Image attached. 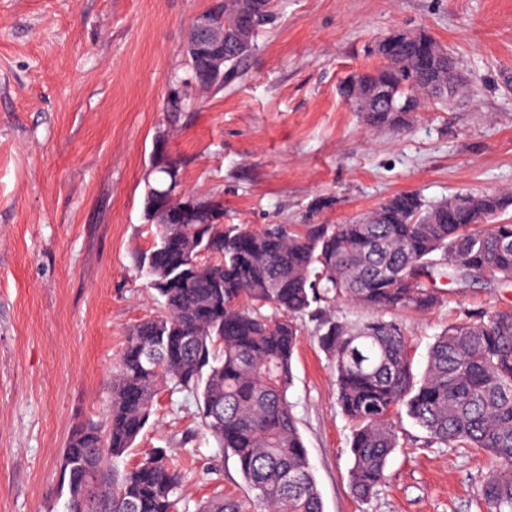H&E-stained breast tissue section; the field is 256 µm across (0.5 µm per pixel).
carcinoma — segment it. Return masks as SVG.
<instances>
[{"instance_id":"carcinoma-1","label":"carcinoma","mask_w":512,"mask_h":512,"mask_svg":"<svg viewBox=\"0 0 512 512\" xmlns=\"http://www.w3.org/2000/svg\"><path fill=\"white\" fill-rule=\"evenodd\" d=\"M243 4L256 29L272 19L274 0H224L227 24ZM383 40L382 65L363 80L387 82L393 105L366 110L349 101L370 131H398L415 116L404 107L464 93L453 55L437 57L399 31ZM181 204L173 193L143 198L146 210ZM222 216L215 199L180 224L154 225L138 266L160 310L128 334L105 424L81 425L68 439L60 464L67 501L79 495L82 512H177L182 474L169 449L153 448L123 471L109 466L135 446L156 395L169 386L197 398L202 428L235 458L259 512H323L288 391L298 320L312 304L341 298L367 317L326 316L318 339L352 424V494L367 500L385 482L401 447L396 416L403 409L426 446L490 456L482 506L512 512V309L459 313L434 337L419 378L397 320L403 310L428 314L444 305L447 284L512 287V190L433 204L404 192L345 224H273L258 232L220 224ZM172 233L189 241L188 253L165 250ZM241 510L219 491L198 507Z\"/></svg>"}]
</instances>
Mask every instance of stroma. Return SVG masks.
<instances>
[{
    "mask_svg": "<svg viewBox=\"0 0 512 512\" xmlns=\"http://www.w3.org/2000/svg\"><path fill=\"white\" fill-rule=\"evenodd\" d=\"M209 4L0 0V512H64L68 438L105 421L128 332L159 307L137 264L153 244L142 199L158 129L186 190L220 197L225 223L253 231L343 224L401 192L512 190V0H276L253 51L203 93L184 46ZM398 30L446 46L468 93L373 134L339 87L379 67L370 45ZM493 305L512 309V288H452L429 314L400 312L415 372L459 312ZM319 323L299 322L289 399L324 512H482L492 459L423 447L407 418L385 484L352 495L351 424ZM198 422L193 395L161 391L118 468L170 448L178 512L217 490L256 512L234 458Z\"/></svg>",
    "mask_w": 512,
    "mask_h": 512,
    "instance_id": "stroma-1",
    "label": "stroma"
}]
</instances>
